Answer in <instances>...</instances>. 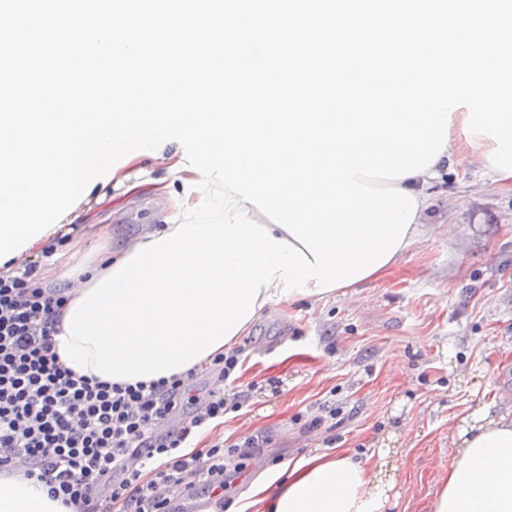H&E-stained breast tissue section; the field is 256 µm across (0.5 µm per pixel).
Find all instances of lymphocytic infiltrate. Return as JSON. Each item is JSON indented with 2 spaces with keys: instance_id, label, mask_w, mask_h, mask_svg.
<instances>
[{
  "instance_id": "f902f5d3",
  "label": "lymphocytic infiltrate",
  "mask_w": 512,
  "mask_h": 512,
  "mask_svg": "<svg viewBox=\"0 0 512 512\" xmlns=\"http://www.w3.org/2000/svg\"><path fill=\"white\" fill-rule=\"evenodd\" d=\"M34 267L0 274V472L45 482L72 512H176L171 485L223 496L269 437L190 449L192 436L228 410L224 383L239 351L171 379L105 382L63 370L52 350L57 288H33Z\"/></svg>"
}]
</instances>
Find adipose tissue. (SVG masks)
<instances>
[{
    "mask_svg": "<svg viewBox=\"0 0 512 512\" xmlns=\"http://www.w3.org/2000/svg\"><path fill=\"white\" fill-rule=\"evenodd\" d=\"M467 108L451 115L449 141L433 166L404 179L382 180L383 188L397 187L415 196L417 213L410 224L404 246L418 238L420 225L434 221L429 188L440 177L450 160H466L480 166L491 181L512 189V176L493 171L487 160L495 140L476 135L467 141L463 121ZM127 245L106 253L86 271L84 281H76L64 266L63 246H56L54 257L59 269L51 278L55 287L64 289L66 302L55 312L57 322H64L76 300L132 254ZM452 443L457 455L441 479L439 490L430 503L431 512H512V407L494 412L488 409L462 417ZM392 481L380 477L370 462L355 461L345 452L313 454L293 464L266 472L250 490V500L239 512H384ZM0 512H68L52 500L44 483L23 475H0Z\"/></svg>",
    "mask_w": 512,
    "mask_h": 512,
    "instance_id": "ef3b65f1",
    "label": "adipose tissue"
}]
</instances>
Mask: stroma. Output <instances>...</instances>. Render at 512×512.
I'll return each mask as SVG.
<instances>
[{
  "label": "stroma",
  "mask_w": 512,
  "mask_h": 512,
  "mask_svg": "<svg viewBox=\"0 0 512 512\" xmlns=\"http://www.w3.org/2000/svg\"><path fill=\"white\" fill-rule=\"evenodd\" d=\"M82 208L63 239L75 267L89 259L98 225L120 245L175 215L162 189ZM434 211L447 225H422L355 301L272 304L237 338L241 407L208 438L230 447L262 433L270 443L225 492V506L287 459L344 448L364 461L383 448L395 480L386 512H428L454 456L451 424L512 405V191L458 164L436 181ZM325 403L336 407L334 424L309 428Z\"/></svg>",
  "instance_id": "stroma-1"
}]
</instances>
